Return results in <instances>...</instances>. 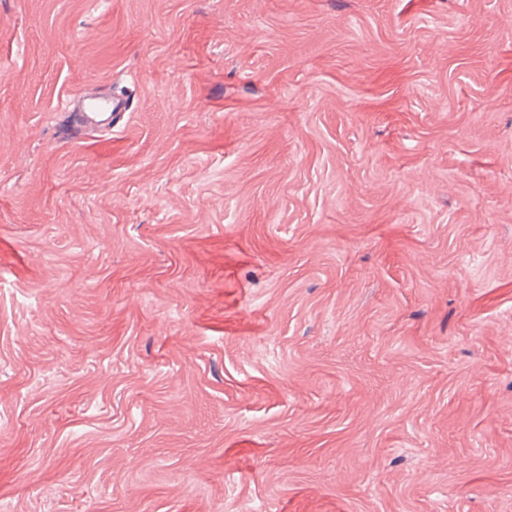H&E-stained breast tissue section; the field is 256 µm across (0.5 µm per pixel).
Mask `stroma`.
<instances>
[{
    "instance_id": "1",
    "label": "stroma",
    "mask_w": 512,
    "mask_h": 512,
    "mask_svg": "<svg viewBox=\"0 0 512 512\" xmlns=\"http://www.w3.org/2000/svg\"><path fill=\"white\" fill-rule=\"evenodd\" d=\"M0 512H512V0H0ZM127 101L114 96L86 98L82 92L66 97L62 110L74 115L76 127L70 130L73 139L94 137L112 130L113 112L126 110Z\"/></svg>"
}]
</instances>
